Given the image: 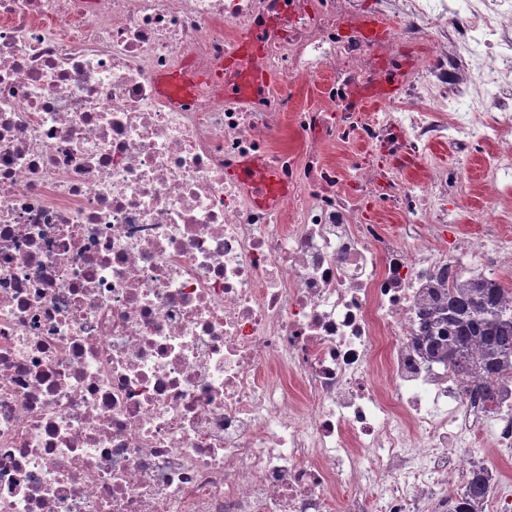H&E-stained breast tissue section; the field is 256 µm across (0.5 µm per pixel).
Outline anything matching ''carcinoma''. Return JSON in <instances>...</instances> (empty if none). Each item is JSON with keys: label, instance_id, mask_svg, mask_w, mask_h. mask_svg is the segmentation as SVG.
Wrapping results in <instances>:
<instances>
[{"label": "carcinoma", "instance_id": "obj_1", "mask_svg": "<svg viewBox=\"0 0 512 512\" xmlns=\"http://www.w3.org/2000/svg\"><path fill=\"white\" fill-rule=\"evenodd\" d=\"M507 292L480 278L456 285L433 308L432 321L419 337L431 359L474 373L476 391L490 404L498 397L495 383L512 374V309L502 305ZM491 492L487 468L475 466L455 512H484Z\"/></svg>", "mask_w": 512, "mask_h": 512}]
</instances>
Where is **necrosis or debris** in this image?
<instances>
[{
    "label": "necrosis or debris",
    "mask_w": 512,
    "mask_h": 512,
    "mask_svg": "<svg viewBox=\"0 0 512 512\" xmlns=\"http://www.w3.org/2000/svg\"><path fill=\"white\" fill-rule=\"evenodd\" d=\"M372 8L0 0V512H447L477 428L512 446V382L414 343L512 265V0ZM436 145L486 151L478 235Z\"/></svg>",
    "instance_id": "1"
}]
</instances>
